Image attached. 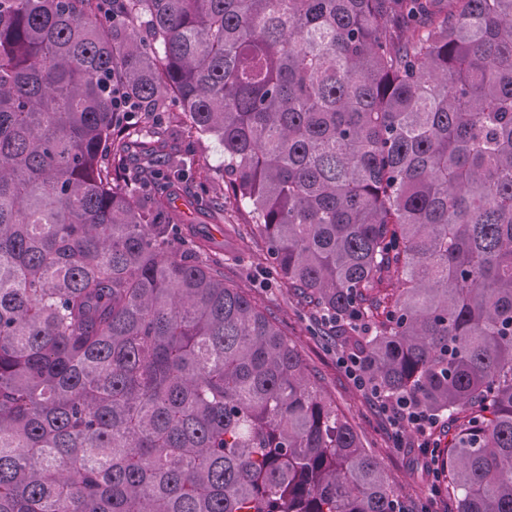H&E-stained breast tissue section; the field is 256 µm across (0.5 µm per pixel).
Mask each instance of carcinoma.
<instances>
[{"label":"carcinoma","instance_id":"1","mask_svg":"<svg viewBox=\"0 0 512 512\" xmlns=\"http://www.w3.org/2000/svg\"><path fill=\"white\" fill-rule=\"evenodd\" d=\"M116 93L512 512V0H0V512H408ZM213 142L204 141L191 145L190 151L187 150V157L190 163L185 166L184 174L180 179L181 193L187 197L198 194L200 190L206 191L204 204L209 206V202L215 197H223L226 193L224 180L213 175L212 181H205L206 172L215 170L219 162V155Z\"/></svg>","mask_w":512,"mask_h":512}]
</instances>
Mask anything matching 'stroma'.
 Masks as SVG:
<instances>
[{"label":"stroma","instance_id":"obj_1","mask_svg":"<svg viewBox=\"0 0 512 512\" xmlns=\"http://www.w3.org/2000/svg\"><path fill=\"white\" fill-rule=\"evenodd\" d=\"M189 162L180 179L183 195L205 192L207 200L224 196L223 180L207 179L219 156L212 142L191 145ZM238 244L224 243V277L253 297L296 344L309 370L316 376L325 394L334 400L363 434L392 485L399 491L410 512H422L427 503L431 476L427 461L417 449L399 448L394 443L393 428L378 408L359 391L337 365L339 354L335 337L329 336L315 312L291 290L275 280L255 277L251 267L239 262Z\"/></svg>","mask_w":512,"mask_h":512}]
</instances>
